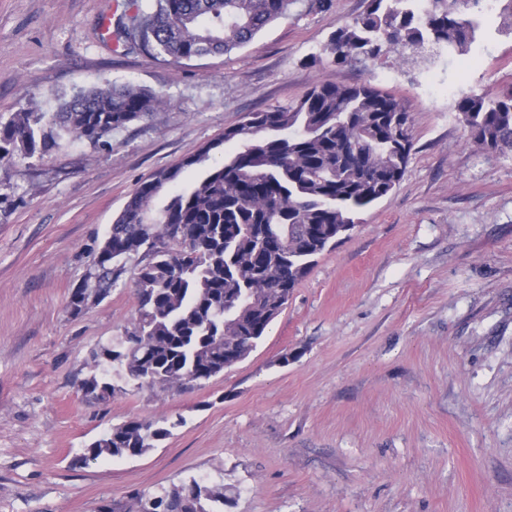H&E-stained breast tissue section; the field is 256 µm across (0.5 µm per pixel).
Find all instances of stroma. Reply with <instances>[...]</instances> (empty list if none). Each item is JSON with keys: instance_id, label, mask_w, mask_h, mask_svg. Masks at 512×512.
I'll list each match as a JSON object with an SVG mask.
<instances>
[{"instance_id": "35a3bbf8", "label": "stroma", "mask_w": 512, "mask_h": 512, "mask_svg": "<svg viewBox=\"0 0 512 512\" xmlns=\"http://www.w3.org/2000/svg\"><path fill=\"white\" fill-rule=\"evenodd\" d=\"M367 4L293 0L250 44L174 64L113 45L115 0H0L1 118L109 81L166 95L111 147L0 164V512H96L202 475L224 512H512V156L478 150L455 111L512 87V39L332 63L330 32ZM323 80L370 82L412 113L394 192L246 359L200 387L84 397L90 351L135 319L134 272L79 315L67 301L131 192ZM134 417L176 426L143 455L76 463Z\"/></svg>"}]
</instances>
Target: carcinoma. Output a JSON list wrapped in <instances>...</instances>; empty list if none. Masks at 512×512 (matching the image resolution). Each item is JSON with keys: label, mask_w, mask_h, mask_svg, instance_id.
I'll use <instances>...</instances> for the list:
<instances>
[{"label": "carcinoma", "mask_w": 512, "mask_h": 512, "mask_svg": "<svg viewBox=\"0 0 512 512\" xmlns=\"http://www.w3.org/2000/svg\"><path fill=\"white\" fill-rule=\"evenodd\" d=\"M291 0H125L112 40L126 53L171 62L251 43L288 14ZM483 0H368L364 13L331 32V62L394 53L466 54L483 24ZM495 32L512 38V0H497ZM164 95L131 83L82 89L53 112L20 110L0 121V162L50 156L65 137L108 144L116 129L153 119ZM457 121L486 152H512V87L469 93ZM413 115L360 83L327 82L290 104L248 113L180 164L132 192L98 244L92 282L105 299L135 259L132 328L90 353L79 385L105 401L118 383L142 389L203 386L247 358L283 312L316 258L350 237L358 214L388 197L406 173ZM224 160L204 166L210 153ZM167 419L132 418L80 450L76 461L141 456L170 435ZM224 486L191 476L98 512H224Z\"/></svg>", "instance_id": "1"}]
</instances>
